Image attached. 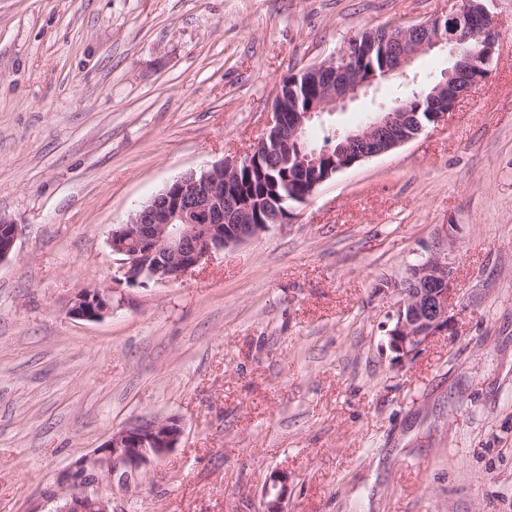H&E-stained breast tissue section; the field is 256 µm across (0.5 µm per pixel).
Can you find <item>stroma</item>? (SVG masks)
Listing matches in <instances>:
<instances>
[{"instance_id": "35a3bbf8", "label": "stroma", "mask_w": 512, "mask_h": 512, "mask_svg": "<svg viewBox=\"0 0 512 512\" xmlns=\"http://www.w3.org/2000/svg\"><path fill=\"white\" fill-rule=\"evenodd\" d=\"M456 0H0V512L85 486L114 512H512V0L485 85L446 123L323 183L179 282L114 279L113 229L249 153L286 76ZM385 80L310 129L410 95ZM450 250L454 335L395 366L412 264ZM83 288L112 315H70ZM177 448L126 485L79 464L144 417ZM0 264L9 260L18 238V226L0 216ZM273 484L271 488H267L262 493L261 498V512H285L283 508V501L285 499V494L288 491V477L284 474H277L272 479ZM278 484L280 488H278ZM271 489L276 490L274 494H272Z\"/></svg>"}]
</instances>
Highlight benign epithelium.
Masks as SVG:
<instances>
[{"label":"benign epithelium","instance_id":"obj_1","mask_svg":"<svg viewBox=\"0 0 512 512\" xmlns=\"http://www.w3.org/2000/svg\"><path fill=\"white\" fill-rule=\"evenodd\" d=\"M386 54L383 73L366 72L355 64L367 45L354 38L332 57L305 68L301 75L314 84L315 94L302 111L287 109L283 91H277L267 127L253 150L244 157L220 163L199 172L191 171L167 185L112 231L110 247L117 256L115 278L133 286L151 279L174 283L199 267L212 254L243 243L269 228L253 222V204L244 195L228 192L241 168L264 153L288 154L292 170L307 183L308 200L331 174L348 169L374 156L389 152L414 139L413 113L396 104L373 116L361 127L347 131L336 153L307 148L304 138L314 119L356 99L382 79L408 77L414 62L435 50L445 51L452 66L440 79L414 91V97L429 108L430 125L448 120V114L464 98L474 95L489 74L498 37L494 20L479 0H462L447 17L389 25L373 31ZM18 226L0 216V264L9 260L18 238ZM414 287L389 316L387 344L396 365L413 360L430 340L443 332L454 333L455 315L449 310L454 292V272L448 253L432 252L409 269ZM112 313V292L86 288L77 293L70 314L97 321ZM181 422L141 418L112 432L95 456L80 465L84 478L105 469L138 471L161 460L183 437ZM288 476L273 477L272 488L262 493L261 512H285L283 501ZM54 512H112V499L82 490L74 492Z\"/></svg>","mask_w":512,"mask_h":512}]
</instances>
